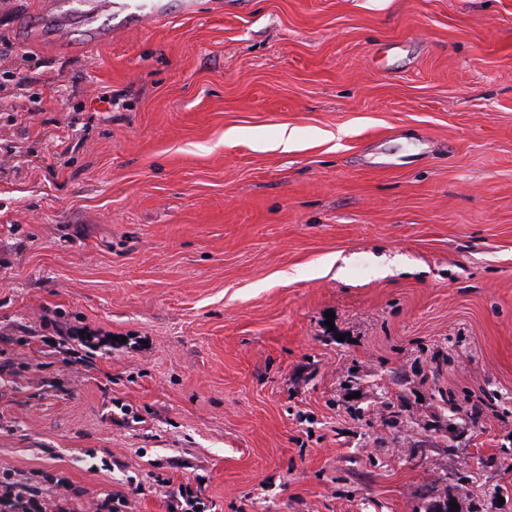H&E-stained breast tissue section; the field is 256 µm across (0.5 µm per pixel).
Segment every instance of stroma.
Wrapping results in <instances>:
<instances>
[{
	"instance_id": "stroma-1",
	"label": "stroma",
	"mask_w": 512,
	"mask_h": 512,
	"mask_svg": "<svg viewBox=\"0 0 512 512\" xmlns=\"http://www.w3.org/2000/svg\"><path fill=\"white\" fill-rule=\"evenodd\" d=\"M170 2L0 0V469L512 512V0ZM164 2V0H83L80 6L85 20L90 23L105 13L145 23L159 22L166 18ZM88 4L92 7L84 9Z\"/></svg>"
}]
</instances>
